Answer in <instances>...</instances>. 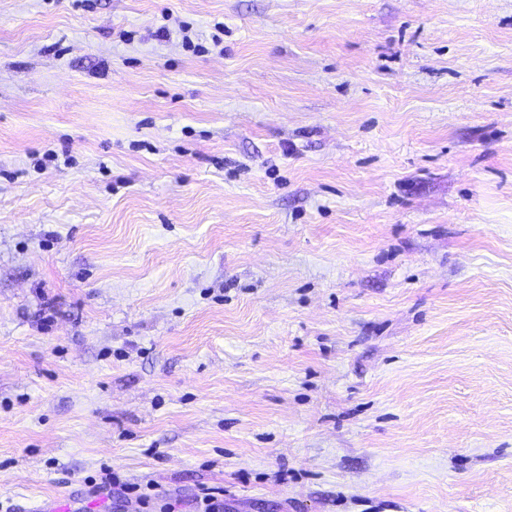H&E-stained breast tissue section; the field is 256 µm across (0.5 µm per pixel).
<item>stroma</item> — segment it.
Masks as SVG:
<instances>
[{
	"instance_id": "obj_1",
	"label": "stroma",
	"mask_w": 512,
	"mask_h": 512,
	"mask_svg": "<svg viewBox=\"0 0 512 512\" xmlns=\"http://www.w3.org/2000/svg\"><path fill=\"white\" fill-rule=\"evenodd\" d=\"M206 489L512 512V0H0V512Z\"/></svg>"
}]
</instances>
